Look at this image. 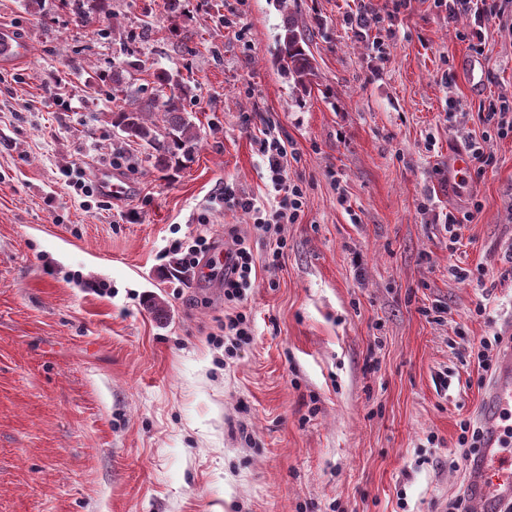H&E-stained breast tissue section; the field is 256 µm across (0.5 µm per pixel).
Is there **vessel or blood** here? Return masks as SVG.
<instances>
[{"mask_svg":"<svg viewBox=\"0 0 512 512\" xmlns=\"http://www.w3.org/2000/svg\"><path fill=\"white\" fill-rule=\"evenodd\" d=\"M30 55L27 41L13 30L0 28V64L14 66ZM104 194L125 199L132 196L133 186L111 169L102 168L95 175ZM483 429V461L471 473L468 485L473 512H499L502 504L512 501V340L501 348L495 369L478 409Z\"/></svg>","mask_w":512,"mask_h":512,"instance_id":"b4317fda","label":"vessel or blood"}]
</instances>
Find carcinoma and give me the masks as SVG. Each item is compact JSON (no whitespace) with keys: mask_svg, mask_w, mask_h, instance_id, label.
<instances>
[{"mask_svg":"<svg viewBox=\"0 0 512 512\" xmlns=\"http://www.w3.org/2000/svg\"><path fill=\"white\" fill-rule=\"evenodd\" d=\"M276 63L288 73L297 88H307L315 76L305 34L291 18L279 39ZM127 74L126 69L114 67L103 79L116 102L114 126L151 149L149 159L154 161L155 168L177 170L183 167L193 159L200 141L184 106L190 89L172 73L159 70L155 73L158 95L143 97L131 88Z\"/></svg>","mask_w":512,"mask_h":512,"instance_id":"1","label":"carcinoma"}]
</instances>
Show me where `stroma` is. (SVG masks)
Segmentation results:
<instances>
[{
	"label": "stroma",
	"instance_id": "obj_1",
	"mask_svg": "<svg viewBox=\"0 0 512 512\" xmlns=\"http://www.w3.org/2000/svg\"><path fill=\"white\" fill-rule=\"evenodd\" d=\"M162 4L0 0L31 47L0 66V512H444L488 381L469 346L512 321V137L480 119L512 94V29L489 17L474 49L465 17L411 0L379 51L358 19L385 0ZM290 15L303 91L272 63ZM115 66L147 95L160 69L193 88L191 163L157 170L113 126ZM266 131L306 197L267 231L222 199L276 206ZM472 141L490 164L453 170ZM116 157L132 197L75 191ZM204 216L252 253L243 300L177 279L169 247ZM239 311L241 343L220 330Z\"/></svg>",
	"mask_w": 512,
	"mask_h": 512
}]
</instances>
